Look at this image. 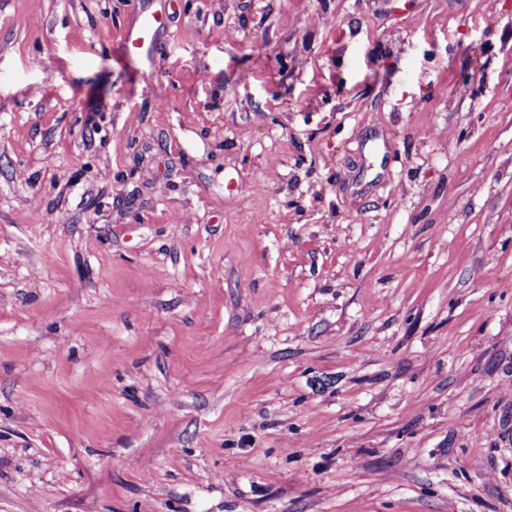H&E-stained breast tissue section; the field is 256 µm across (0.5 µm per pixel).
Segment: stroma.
Returning a JSON list of instances; mask_svg holds the SVG:
<instances>
[{
  "mask_svg": "<svg viewBox=\"0 0 512 512\" xmlns=\"http://www.w3.org/2000/svg\"><path fill=\"white\" fill-rule=\"evenodd\" d=\"M0 512H512V0H0ZM165 27L162 15L158 11L145 13L137 27L125 37V53L127 56L137 55L149 49L157 35Z\"/></svg>",
  "mask_w": 512,
  "mask_h": 512,
  "instance_id": "35a3bbf8",
  "label": "stroma"
}]
</instances>
